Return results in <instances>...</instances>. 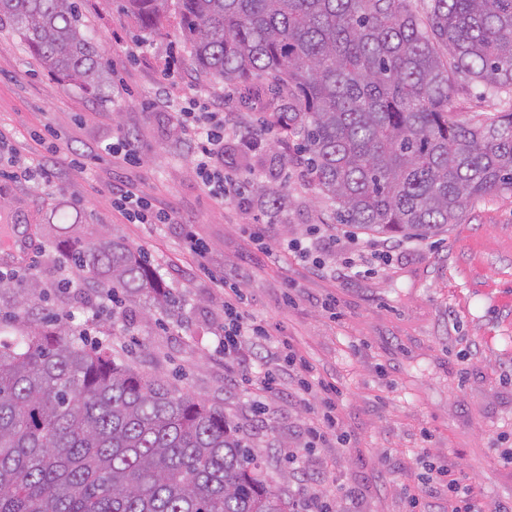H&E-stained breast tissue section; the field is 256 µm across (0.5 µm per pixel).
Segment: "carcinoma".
Masks as SVG:
<instances>
[{"mask_svg":"<svg viewBox=\"0 0 512 512\" xmlns=\"http://www.w3.org/2000/svg\"><path fill=\"white\" fill-rule=\"evenodd\" d=\"M143 31L179 15L190 63L227 85L266 81L277 122L340 224L430 235L472 200L512 192V113L451 121L455 77L512 91V0H123ZM57 80L102 94L111 78L79 0H0V23ZM275 206L281 188L257 183ZM51 286L175 298L134 249L105 235L68 249ZM0 512H288L224 416L60 326L0 340Z\"/></svg>","mask_w":512,"mask_h":512,"instance_id":"cac0c4a2","label":"carcinoma"}]
</instances>
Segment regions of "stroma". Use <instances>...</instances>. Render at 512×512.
Instances as JSON below:
<instances>
[{
    "label": "stroma",
    "instance_id": "35a3bbf8",
    "mask_svg": "<svg viewBox=\"0 0 512 512\" xmlns=\"http://www.w3.org/2000/svg\"><path fill=\"white\" fill-rule=\"evenodd\" d=\"M81 10L112 76L103 98L56 80L0 28V225H15L29 248L26 263L0 258V270L49 283L0 331L59 310L68 330L87 333L136 371L223 407L292 512L314 497L331 512H409L412 488L446 465L489 505H512V193L474 200L461 223L431 237L358 233L337 223L334 204L316 193L263 84L230 87L193 67L175 14L146 35L116 0H81ZM192 101L223 103L232 124L224 174L241 193L216 200L197 177L176 124ZM509 110L511 95L471 86L448 118ZM246 133L261 134L264 145L246 149ZM122 138L135 143L138 163L105 153ZM56 146L100 155L86 171L60 163L52 181L29 179ZM115 180L171 211L175 223H129L112 207L107 186ZM258 182L282 186L278 211L260 204ZM252 224L264 225L263 246L249 238ZM189 231L207 244L205 260L187 250ZM105 234L148 256L174 308L158 309L148 293L116 308L90 288H51L68 264L59 240ZM361 250L387 260L365 274L337 275ZM220 277L241 289L246 314L305 360L312 384L336 388L343 441L309 447L320 394L302 393L292 376L264 391V374L277 367L265 349L249 348L246 373L225 358Z\"/></svg>",
    "mask_w": 512,
    "mask_h": 512
}]
</instances>
